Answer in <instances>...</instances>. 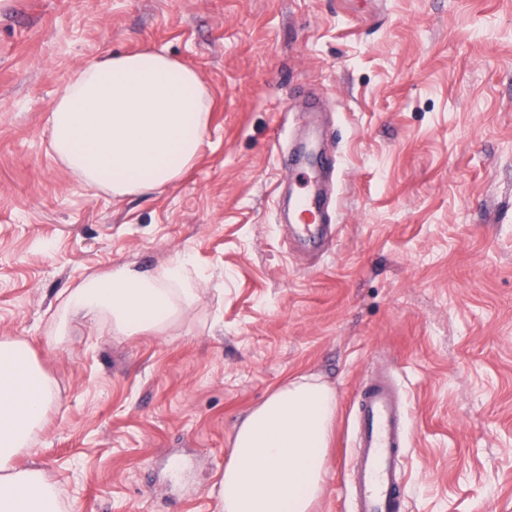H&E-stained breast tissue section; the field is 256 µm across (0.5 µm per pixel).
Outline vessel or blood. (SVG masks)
<instances>
[{
  "label": "vessel or blood",
  "instance_id": "1",
  "mask_svg": "<svg viewBox=\"0 0 512 512\" xmlns=\"http://www.w3.org/2000/svg\"><path fill=\"white\" fill-rule=\"evenodd\" d=\"M279 164L295 177L292 204L295 238L304 250L322 245L325 198L310 182L318 169H335L336 159L318 153L314 142L280 152ZM356 456L350 470L354 512H407V477L403 469L408 445V412L392 375L373 372L354 400Z\"/></svg>",
  "mask_w": 512,
  "mask_h": 512
}]
</instances>
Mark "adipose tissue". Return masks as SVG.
Segmentation results:
<instances>
[{
	"label": "adipose tissue",
	"instance_id": "obj_1",
	"mask_svg": "<svg viewBox=\"0 0 512 512\" xmlns=\"http://www.w3.org/2000/svg\"><path fill=\"white\" fill-rule=\"evenodd\" d=\"M207 91L196 71L153 51L112 54L78 71L47 120L55 154L89 187L115 197L151 194L199 156ZM190 255L158 275L125 264L85 279L64 301L86 318L108 316L122 335L159 332L199 296ZM52 387L21 340L0 338V512H60L41 473L15 456L44 420ZM333 390L295 376L250 410L216 485L218 512H312L324 489Z\"/></svg>",
	"mask_w": 512,
	"mask_h": 512
}]
</instances>
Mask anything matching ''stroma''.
I'll list each match as a JSON object with an SVG mask.
<instances>
[{
    "label": "stroma",
    "mask_w": 512,
    "mask_h": 512,
    "mask_svg": "<svg viewBox=\"0 0 512 512\" xmlns=\"http://www.w3.org/2000/svg\"><path fill=\"white\" fill-rule=\"evenodd\" d=\"M159 51L212 104L194 166L148 195L83 184L46 133L103 53ZM326 102L332 233L278 220L281 138ZM189 254L197 301L124 336L61 297ZM0 336L53 385L16 456L61 512H216L237 425L289 378L336 395L322 497L352 512L353 398L386 364L410 512H512V0H7L0 6Z\"/></svg>",
    "instance_id": "35a3bbf8"
}]
</instances>
